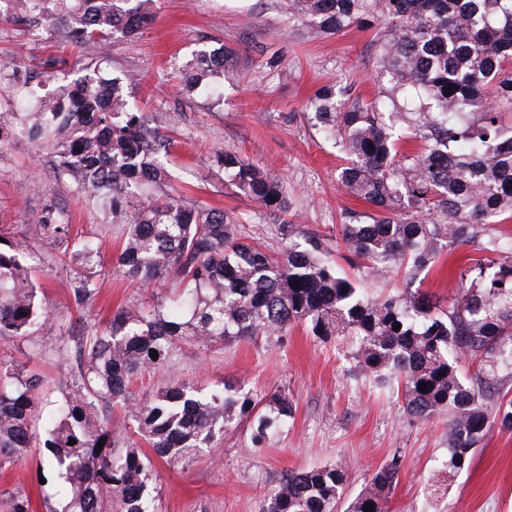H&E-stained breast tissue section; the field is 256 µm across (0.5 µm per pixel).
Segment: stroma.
Segmentation results:
<instances>
[{"instance_id":"35a3bbf8","label":"stroma","mask_w":512,"mask_h":512,"mask_svg":"<svg viewBox=\"0 0 512 512\" xmlns=\"http://www.w3.org/2000/svg\"><path fill=\"white\" fill-rule=\"evenodd\" d=\"M154 21L134 42H111L101 69L136 75L131 100L151 125L172 139L167 167L169 193L189 205L217 207L238 219L236 231L269 251L281 248V227L327 237L333 260L344 274L357 275L347 253L330 235L347 213L367 204L336 180L344 158L317 132L306 109L318 88L333 85L367 99L386 83L377 63L380 27H352L329 35L310 23L289 19L280 0H159ZM221 42L240 52L236 71L224 77V102L207 93L182 91V68L194 50ZM55 53L51 29L34 30L24 0L0 11V58L13 59L18 80L0 81V238L35 259L33 281L52 317L67 326L65 335L37 332L17 341L0 340V360L39 373L44 407L69 395L80 363L86 328L103 329L121 306L163 298L174 282L149 292L114 271L112 258L126 235L70 180H58L40 165L38 146L15 137L20 102L28 85L47 79L44 67ZM278 57L279 68L267 61ZM275 168L288 194L280 214L236 195L224 185L218 154ZM65 215L72 234L95 235L103 242L101 262L92 270L99 293L77 313L64 286L81 270L61 246L43 237L35 218L45 209ZM468 248H444L424 282L443 299L458 289L460 264ZM354 364L335 343L310 336L304 327L288 340L258 336L208 346L179 343L167 366L141 372L131 391L143 399L181 383L210 391L241 384L261 397L288 396L296 412L274 429L262 447L252 444L250 420L232 424L214 447L180 462L157 456L146 443L138 450L150 463L148 487L157 512H261L282 475L294 468L350 464L346 499L362 490L372 472L400 454L402 472L388 512H512V431L491 428L441 502L430 494L442 459L448 455L445 419L419 421L404 408L401 394L353 377ZM35 446L29 456L0 473V501L15 492L29 496L32 512H47L55 485L45 482L44 422L32 421Z\"/></svg>"}]
</instances>
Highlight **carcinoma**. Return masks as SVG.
Here are the masks:
<instances>
[{"instance_id": "carcinoma-1", "label": "carcinoma", "mask_w": 512, "mask_h": 512, "mask_svg": "<svg viewBox=\"0 0 512 512\" xmlns=\"http://www.w3.org/2000/svg\"><path fill=\"white\" fill-rule=\"evenodd\" d=\"M26 2L30 22L51 21L59 40L49 59L54 86L44 94L47 106L23 113L21 132L48 149L57 176L75 181L112 221L127 225L117 271L147 288L171 278L180 285L169 303L122 307L82 341L76 389L50 414L43 443L64 482L65 503L50 512H154L139 451L131 445L115 453L112 425L93 424L102 406L123 408L172 462L212 447L236 416L262 403L256 445L293 417L287 397L259 399L229 383L212 392L183 383L133 402V378L164 365L180 342L281 341L298 325L336 342L359 376L397 388L409 415L446 418L443 476L467 467L492 426L512 430V399L488 409L503 382H512V238L485 231L512 220V119L502 112L512 109V0H285L292 16L330 34L374 23L385 32L379 66L390 93L366 101L323 86L309 102L315 128L344 155L340 184L371 207L338 225L336 236L372 280L403 274L402 289L383 296L343 275L315 235L301 244L285 224L288 245L271 253L238 238L232 216L166 192L171 141L131 105L132 78H103L94 58L69 66L76 49H101L117 33L137 35L152 22L158 0H56L55 13L50 0ZM238 57L225 44L197 50L184 65L183 86L190 92L210 83L209 95L222 102L213 82ZM218 163L233 191L269 211L286 210L274 172L229 152ZM38 223L53 242L70 238V225L52 210ZM454 244L469 253L457 293L443 303L413 284ZM75 248L85 269L97 265L98 238H82ZM31 262L19 248L0 246L1 340L22 339L34 326L62 331L30 281ZM69 293L83 310L97 283L80 276ZM463 359L478 363L477 370L464 374ZM41 385L39 375L0 362L1 471L31 450ZM401 466L395 454L376 469L347 512H387ZM347 480L346 464L290 470L262 512H337ZM0 512H31L30 499L16 492Z\"/></svg>"}]
</instances>
